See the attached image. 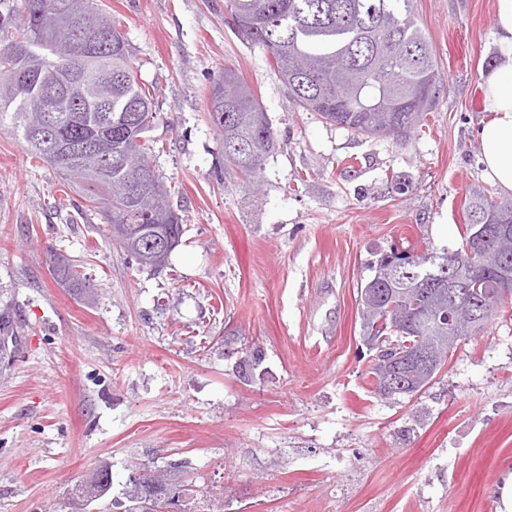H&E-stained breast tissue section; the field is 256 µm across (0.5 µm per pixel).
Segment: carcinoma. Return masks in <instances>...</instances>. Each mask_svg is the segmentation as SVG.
<instances>
[{"instance_id":"obj_1","label":"carcinoma","mask_w":512,"mask_h":512,"mask_svg":"<svg viewBox=\"0 0 512 512\" xmlns=\"http://www.w3.org/2000/svg\"><path fill=\"white\" fill-rule=\"evenodd\" d=\"M415 0H227L237 36L268 54L290 103L338 127L373 138L401 141L423 126L444 86L429 38L416 23ZM62 19L74 39L64 51L51 47L46 32ZM125 34L96 0H0V130L26 143L30 154L52 163L44 150L47 131L40 88L26 83L40 75L41 88L58 90L57 139L83 145V160L60 171L110 226L112 239L143 267L161 268L169 256H154L146 238L161 234L181 241V218L170 192L151 163L147 143L156 115L153 95ZM209 118L224 143V165L245 182L253 180L275 148L270 119L258 96L224 68L209 91ZM500 241L506 261L484 279L512 277V201L493 190L468 195L458 247L444 255H419L394 248L382 255L364 288H380L385 300L361 303V330L384 320L382 356L389 365L410 358L420 342L448 332L411 323L416 286L430 282L427 308L448 304L436 293L448 283L447 265L472 263L478 232ZM51 271L68 288L89 287L73 260L50 252ZM512 296L489 297L484 319L469 327L470 299L455 303L463 336L481 332L507 311ZM104 496L94 481L72 494L75 509ZM129 507L146 512L138 484L129 482Z\"/></svg>"}]
</instances>
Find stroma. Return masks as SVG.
Returning a JSON list of instances; mask_svg holds the SVG:
<instances>
[{
    "instance_id": "stroma-1",
    "label": "stroma",
    "mask_w": 512,
    "mask_h": 512,
    "mask_svg": "<svg viewBox=\"0 0 512 512\" xmlns=\"http://www.w3.org/2000/svg\"><path fill=\"white\" fill-rule=\"evenodd\" d=\"M119 21L157 118L153 163L184 234L151 271L24 142L0 131V512H72L70 493L131 462L224 512H499L512 472V314L458 341L420 391L374 392L359 292L392 247L455 249L492 118L497 0H417L445 87L405 142L294 108L225 0H99ZM234 67L278 146L253 182L224 171L208 89ZM408 184L398 193L396 183ZM78 260V295L49 249Z\"/></svg>"
}]
</instances>
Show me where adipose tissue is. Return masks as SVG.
Masks as SVG:
<instances>
[{
  "label": "adipose tissue",
  "instance_id": "1",
  "mask_svg": "<svg viewBox=\"0 0 512 512\" xmlns=\"http://www.w3.org/2000/svg\"><path fill=\"white\" fill-rule=\"evenodd\" d=\"M503 61L485 78L486 109L494 118L483 127L479 151L489 177L512 191V0H497Z\"/></svg>",
  "mask_w": 512,
  "mask_h": 512
}]
</instances>
